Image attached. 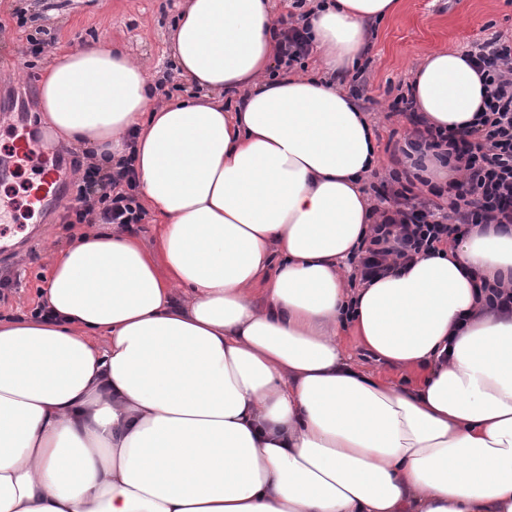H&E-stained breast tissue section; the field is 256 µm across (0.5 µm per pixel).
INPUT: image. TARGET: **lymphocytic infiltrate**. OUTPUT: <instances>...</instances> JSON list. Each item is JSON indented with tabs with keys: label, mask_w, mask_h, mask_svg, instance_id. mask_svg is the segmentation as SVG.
<instances>
[{
	"label": "lymphocytic infiltrate",
	"mask_w": 512,
	"mask_h": 512,
	"mask_svg": "<svg viewBox=\"0 0 512 512\" xmlns=\"http://www.w3.org/2000/svg\"><path fill=\"white\" fill-rule=\"evenodd\" d=\"M306 2L293 0L292 12L281 16L272 30L279 46L277 67L307 66L312 43ZM467 56L487 88L470 129L428 125L405 93L390 103V112L405 116L411 125L401 152L412 165L391 168L372 187L385 209L368 244L353 258L356 278L368 281L389 273L392 259L410 261L471 224L512 228V39L495 36L473 46ZM429 156L463 169L464 179L423 183L419 171ZM71 166L83 179L64 224H114L129 230L142 223L146 211L136 195L131 161L106 169L96 163L94 153L84 152L74 155Z\"/></svg>",
	"instance_id": "lymphocytic-infiltrate-1"
}]
</instances>
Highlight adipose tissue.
Returning <instances> with one entry per match:
<instances>
[{"instance_id":"obj_1","label":"adipose tissue","mask_w":512,"mask_h":512,"mask_svg":"<svg viewBox=\"0 0 512 512\" xmlns=\"http://www.w3.org/2000/svg\"><path fill=\"white\" fill-rule=\"evenodd\" d=\"M398 0H323L328 72ZM270 0H185L171 34L200 88L159 107L144 68L86 43L40 84L55 142L131 159L156 252L90 229L51 256L54 320L0 319V512H512V233L468 234L348 287L379 158L332 83L270 77ZM417 110L466 129L461 52L414 71ZM241 91L235 111L223 93ZM360 347L411 388L346 355ZM479 290L485 295L487 304L503 313H512V288L509 290L503 289L507 287L501 284H493L481 280ZM344 346L348 353L370 371L387 377L401 386L413 387L420 380V374L416 371L392 370L377 363L357 345L355 337L350 332L345 336Z\"/></svg>"}]
</instances>
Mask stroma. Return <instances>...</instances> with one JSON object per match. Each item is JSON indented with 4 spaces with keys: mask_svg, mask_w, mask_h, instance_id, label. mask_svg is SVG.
<instances>
[{
    "mask_svg": "<svg viewBox=\"0 0 512 512\" xmlns=\"http://www.w3.org/2000/svg\"><path fill=\"white\" fill-rule=\"evenodd\" d=\"M0 0V156L8 155L14 128L24 124L37 138L45 130L38 108L39 84L51 53L32 56L30 41L53 40V50L73 49L89 41L120 49L142 63L151 81L172 76V26L184 0ZM512 34V0H399L398 10L371 27V52L362 59L358 106L373 122L379 174H387L391 154L386 146L393 133L405 132L404 117L388 105L408 84L412 71L429 54L482 42L493 33ZM65 183L54 200L40 234L20 245L14 255L0 257V271L20 274L22 288L0 303V316L29 314L43 276L49 275L46 250L66 247L74 231L61 216L74 198L78 183L66 171Z\"/></svg>",
    "mask_w": 512,
    "mask_h": 512,
    "instance_id": "stroma-1",
    "label": "stroma"
}]
</instances>
